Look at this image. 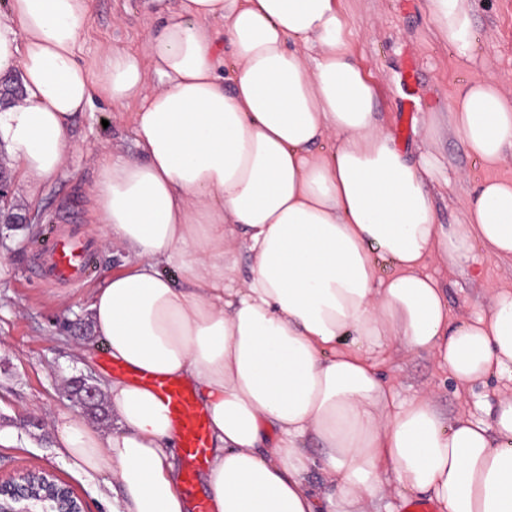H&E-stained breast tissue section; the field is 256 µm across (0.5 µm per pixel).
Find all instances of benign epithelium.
<instances>
[{"instance_id":"obj_1","label":"benign epithelium","mask_w":512,"mask_h":512,"mask_svg":"<svg viewBox=\"0 0 512 512\" xmlns=\"http://www.w3.org/2000/svg\"><path fill=\"white\" fill-rule=\"evenodd\" d=\"M0 512H85L75 496H66L53 476L26 471L6 479L0 477Z\"/></svg>"}]
</instances>
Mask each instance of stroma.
<instances>
[{
	"label": "stroma",
	"instance_id": "obj_1",
	"mask_svg": "<svg viewBox=\"0 0 512 512\" xmlns=\"http://www.w3.org/2000/svg\"><path fill=\"white\" fill-rule=\"evenodd\" d=\"M342 8L356 33L354 56L376 79L380 118L404 153H429L439 160L431 185L439 220L462 223L472 189L485 171L452 134L446 105L473 76L495 82L512 98V0H473L474 56L464 65L439 37L426 0H412L408 6L402 0H342ZM157 30L140 0H94L83 29V57L94 61L106 46L137 48ZM409 63L415 68L410 77L405 74ZM410 99L417 101L418 110L404 134L401 109ZM132 112L129 106L96 101L75 122L64 171L34 202H25L20 192L12 194L15 213H40V222L24 227L0 223V474L51 472L83 501L87 512H101L107 479H88L60 459L51 421L71 408L68 379L90 375L99 381L110 374L88 305L104 273L119 269L122 257L98 249L92 278L68 289L34 281L28 270L36 241L61 225H80L91 240H99L88 199L95 176L92 159L105 144L133 152ZM475 254L482 269L478 278L466 268L428 267L446 285L451 321L487 312L494 290L512 286V265L480 248ZM382 370L397 399L430 390L437 408L451 419L478 414L480 406L512 397V382L495 376L458 388L424 354L392 352L385 355Z\"/></svg>",
	"mask_w": 512,
	"mask_h": 512
}]
</instances>
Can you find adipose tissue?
Here are the masks:
<instances>
[{"mask_svg": "<svg viewBox=\"0 0 512 512\" xmlns=\"http://www.w3.org/2000/svg\"><path fill=\"white\" fill-rule=\"evenodd\" d=\"M340 2L143 0L159 33L90 65L91 0H0V77L24 88L0 109V147L31 200L95 98L135 105L137 154L105 148L90 193L124 263L88 309L113 360L194 387L213 512H381L391 490L438 512H512V398L450 420L429 391L397 401L379 370L401 348L462 387L512 377V289L452 323L426 271L471 266L477 245L512 262V180L495 174L512 150V99L476 76L450 99L452 130L487 175L463 223H440L435 164L412 162L381 124ZM427 9L470 60V0ZM100 388L114 426L61 414L63 458L117 482L103 512H189L166 408L137 384Z\"/></svg>", "mask_w": 512, "mask_h": 512, "instance_id": "1", "label": "adipose tissue"}]
</instances>
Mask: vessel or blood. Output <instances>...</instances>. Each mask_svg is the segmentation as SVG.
Returning <instances> with one entry per match:
<instances>
[{
    "label": "vessel or blood",
    "instance_id": "obj_1",
    "mask_svg": "<svg viewBox=\"0 0 512 512\" xmlns=\"http://www.w3.org/2000/svg\"><path fill=\"white\" fill-rule=\"evenodd\" d=\"M32 279L52 285H78L93 273V245L77 232H53L34 247ZM130 379L149 388L166 407L183 460L184 482L192 484L207 464L210 452L207 412L198 404L193 388L186 382L133 371Z\"/></svg>",
    "mask_w": 512,
    "mask_h": 512
}]
</instances>
